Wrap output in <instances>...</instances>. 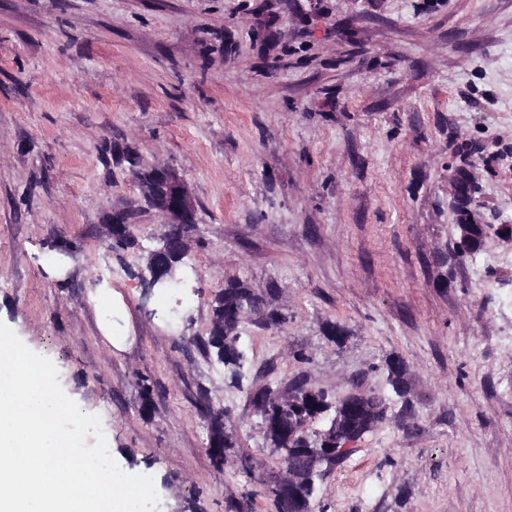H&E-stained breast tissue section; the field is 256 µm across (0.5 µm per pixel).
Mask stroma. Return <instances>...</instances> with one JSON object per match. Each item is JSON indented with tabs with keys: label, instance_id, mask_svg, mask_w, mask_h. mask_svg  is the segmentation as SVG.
I'll list each match as a JSON object with an SVG mask.
<instances>
[{
	"label": "stroma",
	"instance_id": "1",
	"mask_svg": "<svg viewBox=\"0 0 512 512\" xmlns=\"http://www.w3.org/2000/svg\"><path fill=\"white\" fill-rule=\"evenodd\" d=\"M109 143L195 201L179 288L140 285L165 218ZM462 170L512 226V0H0V322L155 512H276L248 391L384 392L395 356L407 397L310 512H512V238L461 255ZM228 279L288 318L240 325L238 384L199 342ZM207 404L255 478L206 453Z\"/></svg>",
	"mask_w": 512,
	"mask_h": 512
}]
</instances>
